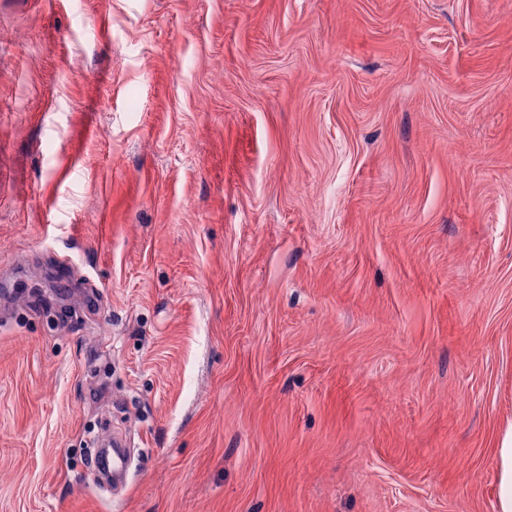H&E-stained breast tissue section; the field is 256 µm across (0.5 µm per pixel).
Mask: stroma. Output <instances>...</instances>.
<instances>
[{
	"label": "stroma",
	"instance_id": "1",
	"mask_svg": "<svg viewBox=\"0 0 512 512\" xmlns=\"http://www.w3.org/2000/svg\"><path fill=\"white\" fill-rule=\"evenodd\" d=\"M511 425L512 0H0V512H495Z\"/></svg>",
	"mask_w": 512,
	"mask_h": 512
}]
</instances>
